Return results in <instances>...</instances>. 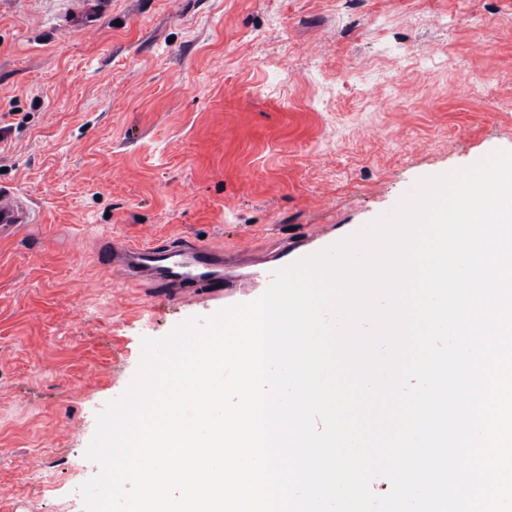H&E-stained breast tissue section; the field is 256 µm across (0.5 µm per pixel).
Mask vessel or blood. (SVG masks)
Listing matches in <instances>:
<instances>
[{
  "mask_svg": "<svg viewBox=\"0 0 512 512\" xmlns=\"http://www.w3.org/2000/svg\"><path fill=\"white\" fill-rule=\"evenodd\" d=\"M41 212L19 189L0 186V240L18 237ZM99 260L107 270L126 279L146 281L158 295L178 299L184 291L218 298L232 291L252 289L240 277L224 274L223 247L171 238L146 244L105 243Z\"/></svg>",
  "mask_w": 512,
  "mask_h": 512,
  "instance_id": "1",
  "label": "vessel or blood"
}]
</instances>
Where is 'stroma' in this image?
<instances>
[{"instance_id": "stroma-1", "label": "stroma", "mask_w": 512, "mask_h": 512, "mask_svg": "<svg viewBox=\"0 0 512 512\" xmlns=\"http://www.w3.org/2000/svg\"><path fill=\"white\" fill-rule=\"evenodd\" d=\"M0 0V512H68L141 340L244 303L123 284L98 243L343 239L421 177L512 151V0ZM28 224H41V211L19 189L0 186V240L15 239Z\"/></svg>"}]
</instances>
